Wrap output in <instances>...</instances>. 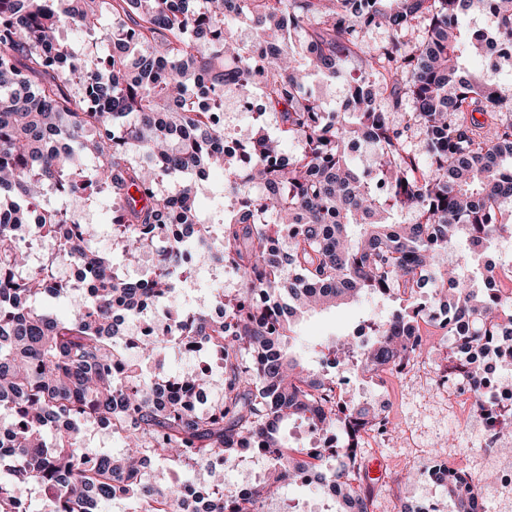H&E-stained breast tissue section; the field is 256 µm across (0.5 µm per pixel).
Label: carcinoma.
Wrapping results in <instances>:
<instances>
[{
    "mask_svg": "<svg viewBox=\"0 0 512 512\" xmlns=\"http://www.w3.org/2000/svg\"><path fill=\"white\" fill-rule=\"evenodd\" d=\"M105 13L112 24L101 28ZM470 13L485 15L489 32L462 33ZM69 25L96 41L78 50L57 38ZM378 28L388 40L364 50ZM488 41L512 50V0H0V512H31L26 486L50 512H101L116 500L133 512H197L202 484L206 512L272 502L285 512V486L315 469L319 487L337 488L336 512H371L358 436L380 421L372 406L336 398V373L296 356L290 332L312 310L430 286L459 346L448 373L477 385L472 352L512 363V311L495 265L483 262L512 232V82L470 71L473 62L512 69V54L489 57ZM351 58L350 82L366 94L330 110L309 79L342 76ZM226 92L259 114L244 157L224 150ZM408 100L413 111L392 122ZM353 140L374 147L363 165ZM288 142L295 152L284 159ZM216 167L224 191L241 197L218 222L197 210L199 182ZM98 193L112 213L111 254L90 245L94 226L70 206ZM49 194L56 205H44ZM285 224L294 231L276 245ZM461 238L479 246L481 288L439 264ZM38 239L57 250L34 265ZM153 251L159 273L146 287L118 272L114 257L133 264ZM62 259L94 288L57 319L39 303L70 292L56 280ZM226 265L241 286L214 289L222 318L160 316L218 357L220 377L189 371L181 381L187 393L216 389V406H163L164 380L125 358L127 321L163 304L179 276ZM423 315L414 307L369 320L370 349L348 346L335 362L372 373L410 364L423 350ZM139 354L160 363L167 338L149 335ZM297 421L341 429L337 451L286 446L282 430ZM88 423L120 433L123 453L90 463L80 439ZM258 441L274 454L265 479L227 489L224 469ZM152 461L193 476L152 481ZM447 489L455 512H478V487L460 476Z\"/></svg>",
    "mask_w": 512,
    "mask_h": 512,
    "instance_id": "obj_1",
    "label": "carcinoma"
}]
</instances>
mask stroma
<instances>
[{"label":"stroma","instance_id":"stroma-1","mask_svg":"<svg viewBox=\"0 0 512 512\" xmlns=\"http://www.w3.org/2000/svg\"><path fill=\"white\" fill-rule=\"evenodd\" d=\"M72 206L82 220L95 225L94 246L100 251L112 248V220L106 197L86 202L75 200ZM397 300L370 297L317 312L302 318L294 328L295 351L306 360L314 352L346 335L365 319H380L400 309ZM426 350L422 358L405 370L386 372L378 382L364 380L352 373V393L359 402H374L385 393L391 422L387 435H364L360 452L363 466L379 464L381 475L366 474L364 485L372 492L371 512H400L402 506L434 502L437 512H452L453 505L442 486L427 480L435 456L447 457L449 465L463 468L479 482L493 479L482 452L483 440L475 430L467 429L468 409L463 400L449 402L435 386L437 377L448 372L453 339L435 327L433 320L421 324ZM410 467L415 477L402 482L398 474Z\"/></svg>","mask_w":512,"mask_h":512}]
</instances>
